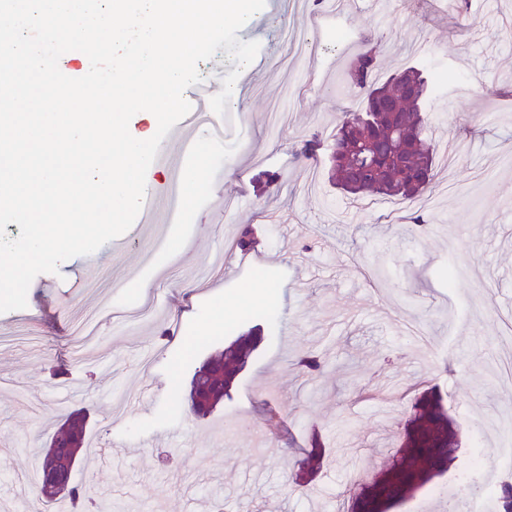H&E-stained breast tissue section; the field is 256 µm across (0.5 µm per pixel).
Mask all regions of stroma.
I'll use <instances>...</instances> for the list:
<instances>
[{
    "mask_svg": "<svg viewBox=\"0 0 512 512\" xmlns=\"http://www.w3.org/2000/svg\"><path fill=\"white\" fill-rule=\"evenodd\" d=\"M315 0H266L237 36L256 41L271 62L243 68L238 109L226 113L221 165L193 212L176 222L159 211L93 254L42 273L22 310L0 313V512H52L33 497L40 453L67 416H85V440L103 458L82 462L73 481H93L113 512H203L211 491L238 512H403L406 502L443 492L472 445L463 419L499 417L512 385L499 363L512 333V0H468L440 10L434 0H359L340 27L348 39L380 46L376 75L415 67L434 78L424 104L436 140L470 147L437 160L422 207L424 234L407 230L409 212L374 198L351 214L330 178L329 154L306 161L312 138L331 141L358 111L346 79L353 54L322 35L316 53L284 65L282 27L311 31ZM470 77L456 95L447 72ZM295 94L284 103V85ZM276 182L258 183L260 174ZM257 230L265 261L242 273L231 250L242 225ZM182 253H158L157 241ZM386 268V284L368 274ZM456 268L454 286L443 275ZM112 309L99 312L103 295ZM151 301L149 318L131 311ZM223 307L224 319L209 315ZM422 328L436 354L416 359L408 326ZM257 330L228 394L199 419L188 410L192 375L203 361ZM323 363L307 375L300 358ZM155 398L141 410L143 393ZM456 394L464 407L448 405ZM244 413L224 435V420ZM443 449L420 455L425 428ZM177 431L169 439L168 431ZM262 431L268 450L247 469L248 441ZM150 439L137 459L112 447ZM409 474L397 483V473ZM397 485L394 498L382 497Z\"/></svg>",
    "mask_w": 512,
    "mask_h": 512,
    "instance_id": "obj_1",
    "label": "stroma"
}]
</instances>
